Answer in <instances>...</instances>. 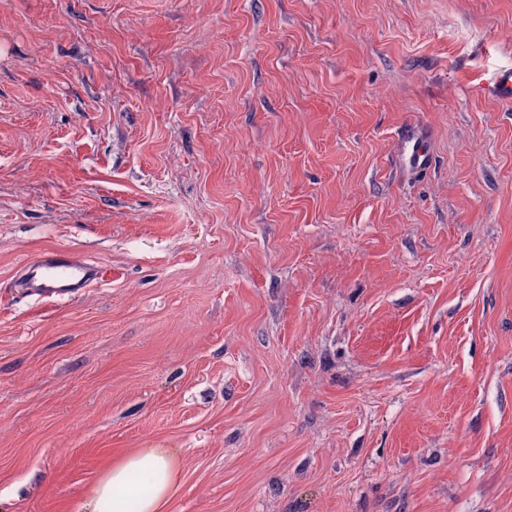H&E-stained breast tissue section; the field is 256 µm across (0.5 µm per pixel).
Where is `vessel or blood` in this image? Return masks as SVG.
<instances>
[{
    "instance_id": "vessel-or-blood-1",
    "label": "vessel or blood",
    "mask_w": 512,
    "mask_h": 512,
    "mask_svg": "<svg viewBox=\"0 0 512 512\" xmlns=\"http://www.w3.org/2000/svg\"><path fill=\"white\" fill-rule=\"evenodd\" d=\"M21 276L25 287L37 295L75 297L101 279L102 272L97 264L48 251L24 261Z\"/></svg>"
}]
</instances>
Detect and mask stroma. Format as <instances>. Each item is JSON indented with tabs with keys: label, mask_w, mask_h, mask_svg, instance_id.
Instances as JSON below:
<instances>
[{
	"label": "stroma",
	"mask_w": 512,
	"mask_h": 512,
	"mask_svg": "<svg viewBox=\"0 0 512 512\" xmlns=\"http://www.w3.org/2000/svg\"><path fill=\"white\" fill-rule=\"evenodd\" d=\"M510 30L0 0V512H83L141 448L168 512H512ZM52 249L102 280L25 293Z\"/></svg>",
	"instance_id": "stroma-1"
}]
</instances>
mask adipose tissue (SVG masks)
<instances>
[{
  "label": "adipose tissue",
  "instance_id": "adipose-tissue-1",
  "mask_svg": "<svg viewBox=\"0 0 512 512\" xmlns=\"http://www.w3.org/2000/svg\"><path fill=\"white\" fill-rule=\"evenodd\" d=\"M180 472L169 448H143L123 456L95 484L86 512H167Z\"/></svg>",
  "mask_w": 512,
  "mask_h": 512
}]
</instances>
